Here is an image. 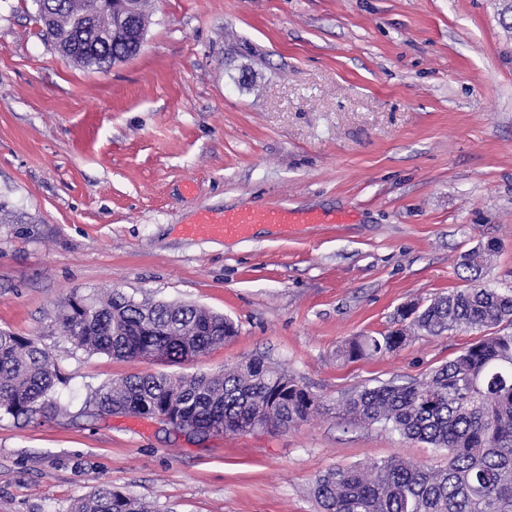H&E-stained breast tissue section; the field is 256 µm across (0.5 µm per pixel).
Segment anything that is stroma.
<instances>
[{"label": "stroma", "mask_w": 512, "mask_h": 512, "mask_svg": "<svg viewBox=\"0 0 512 512\" xmlns=\"http://www.w3.org/2000/svg\"><path fill=\"white\" fill-rule=\"evenodd\" d=\"M501 0H152L140 53L100 72L45 42L32 0H0V330L34 339L67 382L57 415L0 417V512H68L108 489L155 512H318L335 466L445 453L338 399L419 379L479 329L417 331L343 357L397 308L463 288L460 262L512 290V28ZM348 213L191 237L201 209ZM119 288L194 304L235 334L176 366L73 348L70 296ZM283 368L321 406L286 429L197 439L157 418L96 415L92 392L136 372ZM404 330L397 329L380 336H361L359 340L350 343L347 350H344L348 356H384L395 351L405 341Z\"/></svg>", "instance_id": "stroma-1"}]
</instances>
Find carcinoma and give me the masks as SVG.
Masks as SVG:
<instances>
[{
  "instance_id": "carcinoma-1",
  "label": "carcinoma",
  "mask_w": 512,
  "mask_h": 512,
  "mask_svg": "<svg viewBox=\"0 0 512 512\" xmlns=\"http://www.w3.org/2000/svg\"><path fill=\"white\" fill-rule=\"evenodd\" d=\"M42 36L75 65L107 71L133 47L105 39L112 17L95 0H33ZM496 245L475 247L460 266L468 287L398 313L400 321L436 335L456 326L489 335L464 348L422 380L362 386L345 395L344 411L368 424L389 425L408 440L446 452L436 466L392 457L369 469L337 466L318 475L313 496L321 512H512V335L494 328L512 324V291L481 282ZM62 336L76 349L129 361L178 365L234 335L224 317L201 308L143 299L119 289L73 296L57 317ZM402 329L350 343L352 356H384L405 341ZM62 382L53 356L33 340L0 331V416L59 411L52 394ZM106 414L155 417L176 414L198 437L212 431L288 428L320 407V398L288 372L248 359L222 374L177 376L137 373L95 390ZM69 512H153L142 499L97 491Z\"/></svg>"
}]
</instances>
